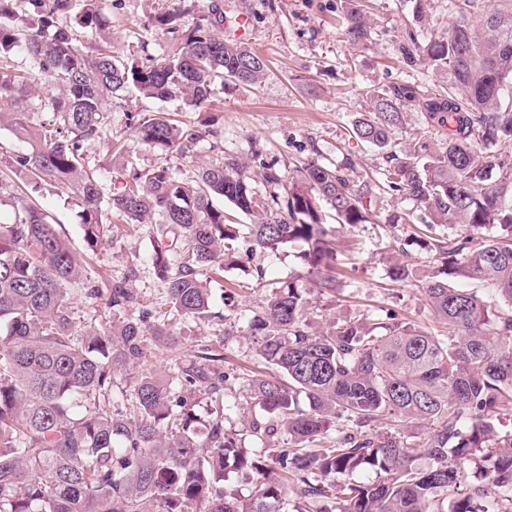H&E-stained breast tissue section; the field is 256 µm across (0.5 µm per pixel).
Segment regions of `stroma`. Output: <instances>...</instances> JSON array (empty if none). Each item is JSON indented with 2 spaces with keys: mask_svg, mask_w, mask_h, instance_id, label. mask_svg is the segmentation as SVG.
<instances>
[{
  "mask_svg": "<svg viewBox=\"0 0 512 512\" xmlns=\"http://www.w3.org/2000/svg\"><path fill=\"white\" fill-rule=\"evenodd\" d=\"M217 4L224 17L215 34L232 38L237 16L250 20L242 41L263 55L270 68L267 80L253 89L231 82L215 87L208 109L216 140L226 156L245 162L252 179L260 177V161L275 162L284 171L294 170L301 161L353 165V176L365 180L386 167L383 150L374 148L352 132V123L367 112L369 90L401 83L433 88L435 78L426 64L408 68L398 52L400 35L416 29L420 39L441 34L456 17L451 0H425L428 22L417 27L412 0H371L368 15L371 37L366 46H356L343 35L345 19L342 0H201ZM173 0H98L104 20V35L110 37L115 54L141 56L143 51L166 52L164 35H146L144 25L156 13L171 8ZM164 102L147 99L129 91L112 102V136L86 146L90 163L106 168L107 182L118 186L121 159L117 148L138 154L145 166L163 162L165 153L141 145L126 127L130 112L165 110ZM39 205L57 224L75 250L85 257L95 272L96 282L110 281L126 267L136 266L140 275L135 283L146 308L165 311L162 283L148 262L152 238L147 226L128 229L117 224L96 249H88L79 226L76 201L65 199L53 190L36 195ZM424 233L422 225L396 224L378 229L358 224L333 229L330 239L339 266L336 275L344 281L342 296L328 299L311 297L313 329H322L326 318L371 317L391 308L417 326L436 329L437 323L418 289L408 282L386 278L394 260L407 257L418 274L431 271V258L415 237ZM266 272L269 283L297 279L304 266L286 249L278 253L261 250L249 257L226 262L223 275L211 283L213 308H224V292L231 289L246 305H256L262 289L253 287L256 269ZM172 331L178 339L182 359L190 360L204 345L223 346L230 367L257 369V356L250 336L243 331L224 335L207 321H175Z\"/></svg>",
  "mask_w": 512,
  "mask_h": 512,
  "instance_id": "1",
  "label": "stroma"
}]
</instances>
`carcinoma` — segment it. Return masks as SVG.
Returning a JSON list of instances; mask_svg holds the SVG:
<instances>
[{
	"instance_id": "obj_1",
	"label": "carcinoma",
	"mask_w": 512,
	"mask_h": 512,
	"mask_svg": "<svg viewBox=\"0 0 512 512\" xmlns=\"http://www.w3.org/2000/svg\"><path fill=\"white\" fill-rule=\"evenodd\" d=\"M96 2L0 0V54L18 50L28 61L0 68V126L26 145L4 159L0 180V204L10 207L0 219V512H512V429L501 423L512 416V0L488 11L483 0H456L459 16L443 35H402L401 63L427 62L435 90L368 91L371 109L353 133L385 150L389 165L366 182L311 160L290 177L262 166L259 191L235 158L216 156L185 177L169 162L145 169L129 153L122 186L108 195L84 148L112 131V99L133 87L202 109L216 82L256 87L269 69L244 43L213 33L214 11L185 26L198 0L148 20L147 30L177 43L166 54H89L67 20L99 31ZM347 2L345 35L365 45L366 0ZM37 75L56 79L58 91L38 93ZM412 108L440 134L438 148L396 143ZM128 120L141 144L175 159L202 138L168 112ZM45 186L80 202L92 249L110 232L109 215L152 225L149 262L171 310L216 319L226 336L244 329L272 373L233 374L221 351L204 348L188 362L171 358L174 382L138 376L126 410L112 409L113 380L139 362L147 340L171 351L175 339L131 288L137 268L92 286L85 258L31 199ZM398 197L411 209L377 220ZM217 198L248 223L235 224ZM329 217L340 226L425 225L432 273L420 278L400 262L386 277L416 282L446 329L387 311L309 330L308 291L334 297L343 288ZM437 226L459 234L441 237ZM471 228L486 230L477 244ZM283 248L310 285L282 284L250 308L229 293L224 312L211 311L208 283L225 257ZM79 283L87 299H105L112 329L75 330ZM232 378L242 381L240 398L226 393ZM197 397L224 400L222 415L198 417ZM252 405L273 419L248 420ZM249 437L262 447H246ZM229 468L251 480L247 498L224 487Z\"/></svg>"
}]
</instances>
